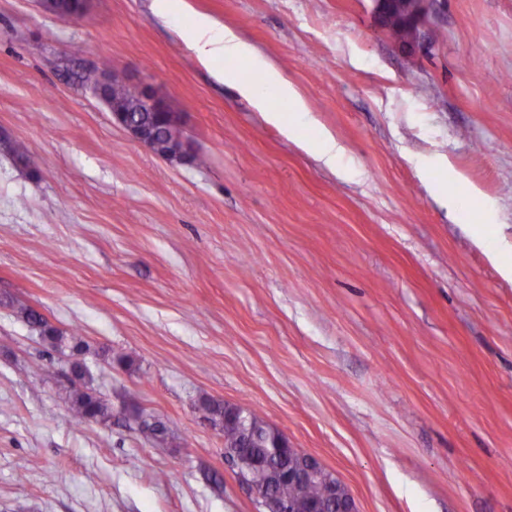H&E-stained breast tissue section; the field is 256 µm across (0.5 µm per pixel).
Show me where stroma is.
<instances>
[{
	"instance_id": "obj_1",
	"label": "stroma",
	"mask_w": 512,
	"mask_h": 512,
	"mask_svg": "<svg viewBox=\"0 0 512 512\" xmlns=\"http://www.w3.org/2000/svg\"><path fill=\"white\" fill-rule=\"evenodd\" d=\"M374 7L90 0L75 25L0 0V512H257L205 398L259 414L358 512H512V0H433L413 45ZM199 15L350 169L197 58ZM94 66L175 113L185 160L113 121ZM8 299L83 337L111 421L75 420L67 355ZM190 41L191 47L203 61L211 63L223 58L229 62L245 60L262 67L267 76L264 90L245 81L238 70L234 68L224 70V79L234 84L242 95L253 99L258 107L265 110L266 100L269 96L286 98L294 103V121L297 125L315 123V119L295 88L288 83L280 71L255 58L251 47L243 42L232 29L217 27L207 18L198 16L190 29ZM319 160L324 165L336 169V166L345 156V149L336 142V139L327 131L319 129L318 137L313 146Z\"/></svg>"
}]
</instances>
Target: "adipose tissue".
I'll return each mask as SVG.
<instances>
[{"label": "adipose tissue", "instance_id": "1", "mask_svg": "<svg viewBox=\"0 0 512 512\" xmlns=\"http://www.w3.org/2000/svg\"><path fill=\"white\" fill-rule=\"evenodd\" d=\"M190 41L193 50L201 60L206 62L219 59L230 61V68L224 71L225 80L234 84L242 95L253 99L258 107H265L268 97L285 98L291 100L295 106L294 121L296 124L313 123V116L295 88L275 67L269 64L265 65L267 82L265 89L262 90L245 81L239 71L233 69V61L250 62L253 61L254 54L251 47L243 42L232 29L217 27L212 21L200 16L195 19L190 29Z\"/></svg>", "mask_w": 512, "mask_h": 512}]
</instances>
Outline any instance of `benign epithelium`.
<instances>
[{
  "mask_svg": "<svg viewBox=\"0 0 512 512\" xmlns=\"http://www.w3.org/2000/svg\"><path fill=\"white\" fill-rule=\"evenodd\" d=\"M376 16L381 28H386L393 20L400 21L408 30V40L417 41L422 18L425 14V3L428 0H415L414 4H407L403 0H374ZM126 83V80L104 70L100 73V83L94 89V93L106 100V90L112 85ZM141 99L145 111L150 114V121L142 122L134 120L123 111H112V118L123 127L137 142L143 144L153 153L168 160L182 158V142L177 132V119L168 107L155 97L148 89H141ZM231 464L237 479L247 486L254 495L263 512H291V505L284 503L269 486L263 490L257 489L249 481L243 467L245 461L238 456H226ZM320 479L326 486L325 501L316 507V512H325L336 507V480L329 475L322 465L312 456L305 455L299 463L277 472L276 479L287 480L291 483H299L309 479Z\"/></svg>",
  "mask_w": 512,
  "mask_h": 512,
  "instance_id": "obj_1",
  "label": "benign epithelium"
}]
</instances>
